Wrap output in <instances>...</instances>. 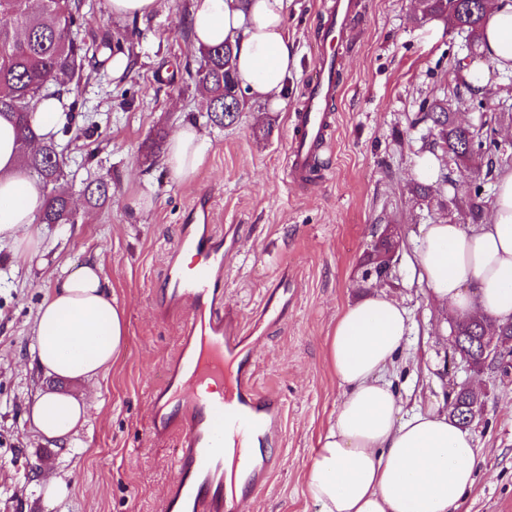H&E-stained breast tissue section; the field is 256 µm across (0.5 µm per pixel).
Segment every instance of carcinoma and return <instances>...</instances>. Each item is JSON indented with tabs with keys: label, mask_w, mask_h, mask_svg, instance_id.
<instances>
[{
	"label": "carcinoma",
	"mask_w": 512,
	"mask_h": 512,
	"mask_svg": "<svg viewBox=\"0 0 512 512\" xmlns=\"http://www.w3.org/2000/svg\"><path fill=\"white\" fill-rule=\"evenodd\" d=\"M417 11L422 19H444L466 32L471 45L480 44L486 8L479 0H418ZM85 22L80 0H0V116L9 119L16 130L22 157L29 174L47 189L36 222L40 224H74L76 214L70 206L72 185L67 179V155L55 136L44 140L30 124L31 112L42 99H56L66 115L59 133L66 135L84 120L79 105L83 62L102 49H123L143 37L137 22L107 34L98 43H87L80 37ZM205 67L196 72L198 86L207 96V122L222 127L234 122L240 99L245 92L239 87L234 72L233 47L229 44L204 52ZM469 65L454 61L456 87L469 93L473 108L486 109L485 97L475 90L462 72ZM418 122L427 125L423 150L442 152L457 166H467L475 156L512 159L502 152L497 131L488 121L477 125L458 122L448 111V98L426 97L420 103ZM451 184L453 199L460 202L471 223L481 222L486 213L485 182L472 174L461 181L448 182V173L441 167L436 181L413 182L412 193L423 201L444 197L443 186ZM83 194L96 205L112 199V183L95 179L85 183ZM397 248L395 236L377 238L371 251L361 262L360 283L370 288L373 282L389 277L391 270L384 256ZM487 320L474 316L450 324L454 333L455 354L474 362L475 371L483 370V341ZM479 400L462 386L451 401V415L468 427L469 405Z\"/></svg>",
	"instance_id": "cac0c4a2"
}]
</instances>
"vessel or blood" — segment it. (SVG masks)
<instances>
[{"instance_id": "obj_1", "label": "vessel or blood", "mask_w": 512, "mask_h": 512, "mask_svg": "<svg viewBox=\"0 0 512 512\" xmlns=\"http://www.w3.org/2000/svg\"><path fill=\"white\" fill-rule=\"evenodd\" d=\"M351 0H335L317 44L316 63L305 79V98L291 117L288 164L292 175L308 172L327 144L337 92L338 40L350 31ZM210 200L196 199L168 263L161 312L181 316V342L167 363L163 385L152 395L153 435L174 441L176 475L163 512H238L245 496L265 487L273 458L267 450L278 432L281 404L259 393L250 362L230 363L243 353L248 336L238 313L224 301L228 254L209 224ZM281 301L269 297L254 327L276 323ZM250 439L247 448H226L227 438Z\"/></svg>"}]
</instances>
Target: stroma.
Instances as JSON below:
<instances>
[{
  "mask_svg": "<svg viewBox=\"0 0 512 512\" xmlns=\"http://www.w3.org/2000/svg\"><path fill=\"white\" fill-rule=\"evenodd\" d=\"M333 2L285 0L296 61L284 81V103L246 97L235 122L221 128L207 124L206 96L187 75L203 61L186 30L194 0H166L139 20L144 35L124 80L85 63L81 102L95 134L58 138L69 158L77 221L40 225L42 248L26 260L0 247V512H161L174 476V444L153 438L151 398L165 379L179 327L177 318L160 317L157 304L185 215L203 193L216 230L235 229L224 299L243 325L268 292L288 300L279 322L247 342L257 388L278 396L282 412L277 464L263 492L245 498L240 512H316L305 494L306 472L341 398L324 342L342 310L367 296L357 283L358 263L388 224L401 245L382 287L406 308L409 329L384 377L408 411L448 403L461 383L478 384L484 397L470 430L482 464L457 512H512V373L449 365L450 326L414 268L424 225L466 219L458 207L420 201L409 190L425 132L416 122L418 104L452 85L451 64L466 55V36L449 22L419 19L414 0H355L332 148L316 176L295 180L288 172L290 116ZM474 65L488 74L492 108L478 111L462 96L453 98V112L512 131V75L481 55ZM191 119L206 137L207 161L185 187L150 151ZM101 177L111 179L112 199L93 206L82 184ZM141 193L153 206L137 213L128 201ZM91 261L102 265L127 312L126 348L97 380H58L32 359L35 315L60 269L74 273ZM47 390L87 404L86 422L71 442L45 437L29 417L33 398ZM51 477L68 483L64 499L46 496Z\"/></svg>",
  "mask_w": 512,
  "mask_h": 512,
  "instance_id": "stroma-1",
  "label": "stroma"
}]
</instances>
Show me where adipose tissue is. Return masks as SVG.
Here are the masks:
<instances>
[{"label": "adipose tissue", "mask_w": 512, "mask_h": 512, "mask_svg": "<svg viewBox=\"0 0 512 512\" xmlns=\"http://www.w3.org/2000/svg\"><path fill=\"white\" fill-rule=\"evenodd\" d=\"M189 25L194 48L232 43L240 86L279 101L295 64L284 0H194ZM480 50L497 70L512 72V0H490ZM206 158L204 134L187 123L170 137L163 163L189 186ZM43 203L42 188L21 161L14 126L0 116V241L10 242L15 256L39 247ZM417 262L446 317L477 312L495 324L512 320V170L500 172L484 223L428 225ZM110 287L93 261L57 277L35 317L34 358L47 374L92 381L118 359L128 329ZM406 331L403 305L374 293L347 306L325 340L342 398L307 473L305 494L317 512H455L475 483L480 457L472 434L444 410L403 414L383 377ZM86 409L73 396L48 392L35 397L31 420L47 438L66 440L77 435Z\"/></svg>", "instance_id": "obj_1"}]
</instances>
